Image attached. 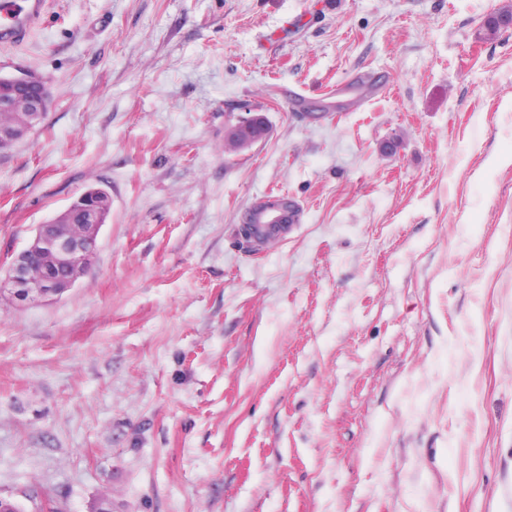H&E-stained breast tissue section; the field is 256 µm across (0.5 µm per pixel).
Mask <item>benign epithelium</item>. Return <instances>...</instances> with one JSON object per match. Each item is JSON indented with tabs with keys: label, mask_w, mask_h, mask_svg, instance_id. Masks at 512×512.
Instances as JSON below:
<instances>
[{
	"label": "benign epithelium",
	"mask_w": 512,
	"mask_h": 512,
	"mask_svg": "<svg viewBox=\"0 0 512 512\" xmlns=\"http://www.w3.org/2000/svg\"><path fill=\"white\" fill-rule=\"evenodd\" d=\"M49 93L35 75L22 73L0 78V152L25 137L46 115ZM111 203L87 202L80 220L62 215L59 224H41L28 245L0 277V295L18 304L53 300L87 270L97 250V231Z\"/></svg>",
	"instance_id": "1"
}]
</instances>
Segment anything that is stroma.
Returning a JSON list of instances; mask_svg holds the SVG:
<instances>
[{
    "label": "stroma",
    "mask_w": 512,
    "mask_h": 512,
    "mask_svg": "<svg viewBox=\"0 0 512 512\" xmlns=\"http://www.w3.org/2000/svg\"><path fill=\"white\" fill-rule=\"evenodd\" d=\"M512 0H46L0 75V273L88 185L59 300L0 299L23 512H512ZM263 115L236 152L228 130ZM397 142L393 153L383 150ZM299 206L245 238L268 193ZM49 93L47 86L35 75L21 73L0 78V152L25 137L46 115ZM27 115L26 124L5 122V114ZM273 202H279V206L275 208H258L252 218V211L249 213L250 224H243L242 230L246 236L251 235V224L254 222V239L259 242L268 240H278L285 238L296 222L295 207L288 199L276 197ZM288 207H291L292 223L280 224L284 215L288 214Z\"/></svg>",
    "instance_id": "stroma-1"
}]
</instances>
